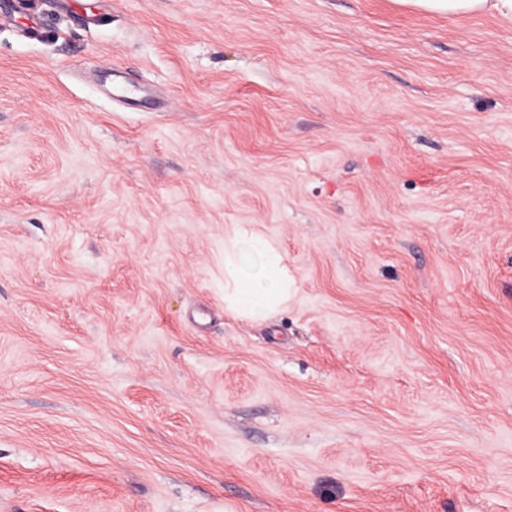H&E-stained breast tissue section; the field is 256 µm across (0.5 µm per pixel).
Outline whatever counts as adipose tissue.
<instances>
[{
	"label": "adipose tissue",
	"instance_id": "obj_1",
	"mask_svg": "<svg viewBox=\"0 0 512 512\" xmlns=\"http://www.w3.org/2000/svg\"><path fill=\"white\" fill-rule=\"evenodd\" d=\"M399 4L448 15L493 12L512 18V0H398ZM232 250L224 255V305L253 320H263L288 302L283 257L251 225L233 230Z\"/></svg>",
	"mask_w": 512,
	"mask_h": 512
}]
</instances>
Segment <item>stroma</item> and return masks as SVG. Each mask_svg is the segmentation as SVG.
Here are the masks:
<instances>
[{
	"mask_svg": "<svg viewBox=\"0 0 512 512\" xmlns=\"http://www.w3.org/2000/svg\"><path fill=\"white\" fill-rule=\"evenodd\" d=\"M0 512H512V20L0 15ZM231 244L233 253L224 250V306L252 320H264L288 303L283 257L252 224H236ZM242 255L258 258L259 266L247 267Z\"/></svg>",
	"mask_w": 512,
	"mask_h": 512,
	"instance_id": "1",
	"label": "stroma"
}]
</instances>
